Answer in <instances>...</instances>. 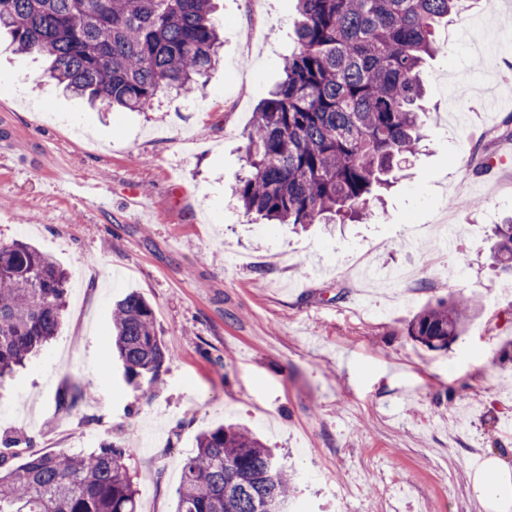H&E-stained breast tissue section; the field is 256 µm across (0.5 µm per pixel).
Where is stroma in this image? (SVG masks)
<instances>
[{"label": "stroma", "mask_w": 512, "mask_h": 512, "mask_svg": "<svg viewBox=\"0 0 512 512\" xmlns=\"http://www.w3.org/2000/svg\"><path fill=\"white\" fill-rule=\"evenodd\" d=\"M213 17L221 62L198 95L145 112L65 93L0 35V241L83 276L56 341L0 382V441L127 444L138 512H172L198 434L235 422L295 469L288 512H480L474 470L512 463V275L491 259L512 217V0L442 27L426 146L374 218L305 229L255 221L232 195L294 47V0H214ZM470 24L482 42L458 39ZM130 290L172 353L137 385L112 352ZM474 291L483 309L448 349L408 336L425 306ZM70 384L90 394L65 415Z\"/></svg>", "instance_id": "obj_1"}]
</instances>
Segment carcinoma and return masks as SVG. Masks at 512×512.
Here are the masks:
<instances>
[{"instance_id":"1","label":"carcinoma","mask_w":512,"mask_h":512,"mask_svg":"<svg viewBox=\"0 0 512 512\" xmlns=\"http://www.w3.org/2000/svg\"><path fill=\"white\" fill-rule=\"evenodd\" d=\"M473 0H296V47L284 79L254 113L248 170L234 189L245 212L279 224L370 220L378 191L423 140L420 72L438 30ZM16 49L49 60L48 79L90 102L144 112L161 94H196L222 41L212 0H0ZM512 274V218L495 228ZM69 275L21 241H0V381L59 331ZM482 306L479 295L424 307L407 333L446 350ZM113 347L129 381L156 379L172 354L139 293L112 312ZM78 385L57 394L68 414ZM0 448V512H137L127 447L88 455ZM294 471L252 431L207 429L182 465L175 512H287Z\"/></svg>"}]
</instances>
